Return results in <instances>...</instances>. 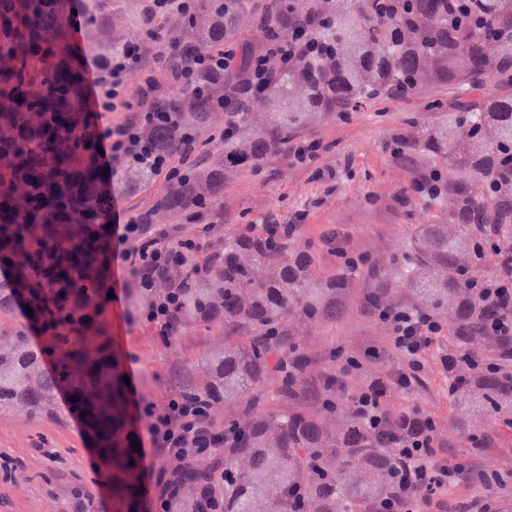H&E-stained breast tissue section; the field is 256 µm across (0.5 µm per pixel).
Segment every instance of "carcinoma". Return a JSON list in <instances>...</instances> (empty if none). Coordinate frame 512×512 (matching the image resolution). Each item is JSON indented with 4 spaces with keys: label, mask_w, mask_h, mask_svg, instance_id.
I'll use <instances>...</instances> for the list:
<instances>
[{
    "label": "carcinoma",
    "mask_w": 512,
    "mask_h": 512,
    "mask_svg": "<svg viewBox=\"0 0 512 512\" xmlns=\"http://www.w3.org/2000/svg\"><path fill=\"white\" fill-rule=\"evenodd\" d=\"M349 2L285 0L262 37L311 21L325 52L298 57L268 87L262 105L278 103L274 123L225 140L224 155L172 187L154 211L179 216L214 203L225 168L263 159L315 117L433 84L470 91L472 100L404 137L408 156L428 155L452 177L434 198L445 218L412 229L392 280L432 311L452 303L456 342L488 358L499 350L483 329L493 311L471 299L469 286L487 273V247L512 251V96L483 92L489 80L512 85V0H360L356 9ZM80 8L83 46L71 39L67 0H0V313L33 311L26 328L0 337V409L22 405L51 415L55 393L68 392L71 413L112 459V512H137L142 474L121 359L98 335L108 299L110 189L93 146L97 124L78 84L87 50L104 55L121 43L105 39L112 9L103 0H82ZM241 22L237 0H209L177 40L190 52L200 39L217 51ZM202 88L194 96L158 91L175 116L144 130L159 150L185 155L192 150L187 129L234 108L223 82ZM288 250L286 242L267 246L263 236H229L195 278L173 268L156 279L166 292L186 285L169 342L186 324L224 320V348L205 356V379L182 393L213 408L226 398L245 403L239 418L222 423V459L184 472L170 512H198L203 487L218 512H336L339 500L345 512H362L395 491V450L410 437L415 410L386 407L379 428L351 407L345 429L330 433L321 413H272L246 402L274 373L283 397L297 395L301 375H281L288 349L275 346L271 332L294 306L311 322L332 318L336 294L352 280L340 270L319 290L308 264ZM264 265L273 267L267 277L258 274ZM32 329L43 335L39 346ZM449 391L468 415L461 425L473 443L495 437L493 418L512 428V375L466 374Z\"/></svg>",
    "instance_id": "carcinoma-1"
}]
</instances>
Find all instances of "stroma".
Returning <instances> with one entry per match:
<instances>
[{
    "instance_id": "stroma-1",
    "label": "stroma",
    "mask_w": 512,
    "mask_h": 512,
    "mask_svg": "<svg viewBox=\"0 0 512 512\" xmlns=\"http://www.w3.org/2000/svg\"><path fill=\"white\" fill-rule=\"evenodd\" d=\"M456 99L452 88L442 83L405 98L371 101L302 128L297 139L323 142L325 149L316 165L336 170V182L314 180L311 170L293 164L287 149L269 153L258 166L237 167L224 182V196L214 207L217 220L204 249L212 251L225 236L250 232L269 219L288 223L297 211L305 210L309 217L288 244L292 252L309 254L312 284L321 287L339 269L322 237L340 233L367 262L341 294L336 319L314 323L295 312L289 315L282 328L283 341L299 347L308 360L305 390L299 402L282 401L277 378H270L265 384L270 407L321 410L327 397L323 378L329 372L343 385L338 394L343 401L369 380H386L385 405H408L434 417L449 462L499 477L492 484H462L449 493L447 507L431 502L422 505L421 512H462L474 503L489 506L490 512H512V431L496 436L483 449H472L457 426L460 412L448 395V378L438 367H431L412 390L389 384L397 361L384 354L388 331L365 304L366 295L377 291L381 279L397 266L414 226L440 217L429 199L414 190L416 178L429 171V164L394 157L393 141L406 132L407 117L428 125L435 119L433 101L449 105ZM108 180L127 216L152 209L169 189L159 176L140 191L127 192L126 174L119 169L110 170ZM149 303V296L138 294L134 286L114 288L103 315L105 335L111 349L125 359L129 400L143 397L161 404L178 394L185 380L200 378L203 357L224 342V325L187 324L170 346L137 316ZM369 346L381 348L380 358L361 373L342 370V355ZM55 403L53 418L24 407L0 412V512H67L77 490L86 495L90 512H112L111 466L80 421L68 414L65 394L56 393Z\"/></svg>"
}]
</instances>
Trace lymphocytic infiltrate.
Masks as SVG:
<instances>
[{
  "mask_svg": "<svg viewBox=\"0 0 512 512\" xmlns=\"http://www.w3.org/2000/svg\"><path fill=\"white\" fill-rule=\"evenodd\" d=\"M165 47L164 36L157 28L146 31L141 41L124 44L108 61L98 63L87 102L98 113L122 110L129 114L126 121L100 131L96 146L103 156L122 168L147 169L169 182L180 183L188 180V171L158 151L144 135L145 128L163 125L170 119L167 109L151 104L157 79L142 65L149 49L161 52ZM321 50L310 31L302 29L290 41L252 52L245 66L239 65L232 50L209 54L184 51L180 54L177 78L182 87L193 92L197 89V76L211 73L223 79L240 102L246 104L299 53L317 54ZM158 234L145 215L124 219L119 212L111 214L107 237L112 261L133 277L144 293L155 287V270L174 268L200 257L201 247L195 240L164 245ZM471 288L480 301L496 311L484 328L488 335L500 340V353L490 361H480L469 354L441 353L440 363L452 379L466 370L496 372L501 363L512 362V254L498 257L495 272L477 279ZM371 312L389 331L387 351L398 360L394 382L399 388L409 389L424 370V355L435 339L447 334L448 327L433 312L409 305L375 304ZM135 419L144 424L149 442L159 456L158 464L149 471L154 489L153 508L155 512H168L183 468L217 458L224 436L210 424L207 403L189 401L180 394L161 405L147 399L137 400ZM396 454L400 460L411 463L412 468L399 475L396 492L375 503L371 512H419L423 496L445 498L465 473L464 465L441 457L436 424L429 417L418 421L410 439L397 448Z\"/></svg>",
  "mask_w": 512,
  "mask_h": 512,
  "instance_id": "obj_1",
  "label": "lymphocytic infiltrate"
}]
</instances>
